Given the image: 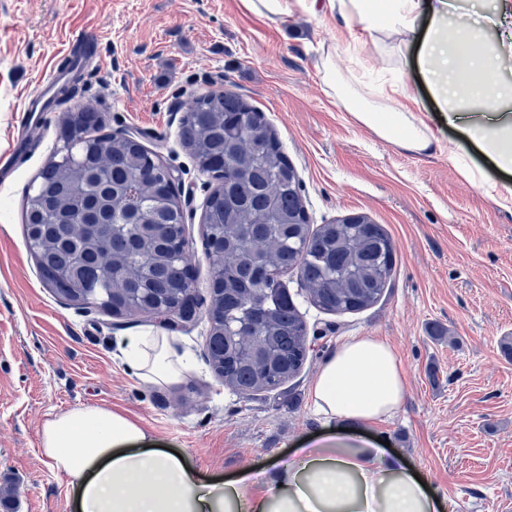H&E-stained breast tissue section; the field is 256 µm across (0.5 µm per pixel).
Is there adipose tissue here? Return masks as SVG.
Instances as JSON below:
<instances>
[{
	"instance_id": "obj_1",
	"label": "adipose tissue",
	"mask_w": 512,
	"mask_h": 512,
	"mask_svg": "<svg viewBox=\"0 0 512 512\" xmlns=\"http://www.w3.org/2000/svg\"><path fill=\"white\" fill-rule=\"evenodd\" d=\"M267 18L326 7L358 20L367 34L400 37L403 69H419L449 126L462 139L450 161L466 180L512 211V185L488 179L470 164L479 151L512 174V81L500 76L512 53V0H491L499 43H484L480 26L452 15L448 0H242ZM329 90L354 89L347 108L381 139L424 155L438 146L433 129L408 107H394L397 79L365 83L358 71L340 75L324 63ZM123 363L145 384H180L191 368L172 337H127ZM406 375L393 348L376 336H353L321 364L310 398L327 429L288 461L241 470L218 485L182 456L156 448L134 420L109 409L77 408L45 422L43 453L69 478L81 512H445L431 486L421 485L404 454L369 433L399 410Z\"/></svg>"
}]
</instances>
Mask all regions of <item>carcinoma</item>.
Segmentation results:
<instances>
[{
  "mask_svg": "<svg viewBox=\"0 0 512 512\" xmlns=\"http://www.w3.org/2000/svg\"><path fill=\"white\" fill-rule=\"evenodd\" d=\"M85 46L61 64L67 77L54 100L78 92ZM267 125L262 110L229 91L194 99L180 137L198 168L216 182L204 223L224 227V248L209 255L216 303L226 314L255 306L253 335L226 336L215 325L208 351L224 381L249 393L277 389L295 377L307 358L306 323L280 281L291 271L312 305L326 312H356L376 304L387 288L394 253L379 224L311 227L299 185L279 144L251 122ZM99 113L81 107L62 124L88 135L77 163L50 158L26 195L23 223L43 278L72 270L85 299L117 306L178 307L191 265L190 252L174 260L168 244L183 231L181 198L166 180L158 155L125 132L96 133ZM98 214L116 229L93 234L72 217Z\"/></svg>",
  "mask_w": 512,
  "mask_h": 512,
  "instance_id": "1",
  "label": "carcinoma"
}]
</instances>
